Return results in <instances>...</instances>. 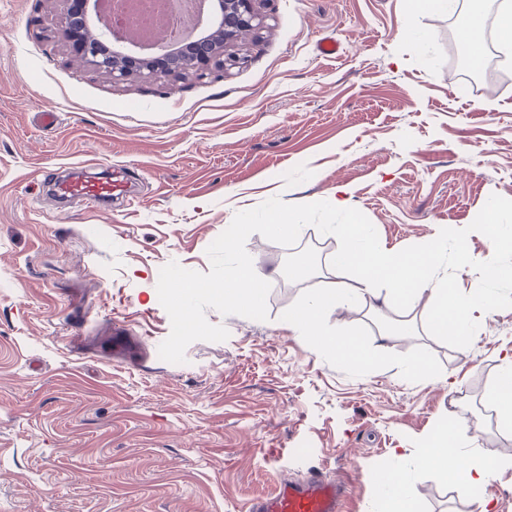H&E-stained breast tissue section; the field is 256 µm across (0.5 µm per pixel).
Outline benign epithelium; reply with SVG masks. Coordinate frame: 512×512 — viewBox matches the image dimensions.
<instances>
[{
  "mask_svg": "<svg viewBox=\"0 0 512 512\" xmlns=\"http://www.w3.org/2000/svg\"><path fill=\"white\" fill-rule=\"evenodd\" d=\"M65 16L54 31V38L73 43L77 57L108 73L112 81L139 74L146 78L185 75L202 77L213 64H235L236 58L224 57V49L254 34L263 24L257 4L261 0H201L209 13H199L198 25L206 33L175 49L143 56V46L130 41L123 28L113 25L93 10V0H67Z\"/></svg>",
  "mask_w": 512,
  "mask_h": 512,
  "instance_id": "benign-epithelium-1",
  "label": "benign epithelium"
}]
</instances>
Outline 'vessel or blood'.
Segmentation results:
<instances>
[{
	"mask_svg": "<svg viewBox=\"0 0 512 512\" xmlns=\"http://www.w3.org/2000/svg\"><path fill=\"white\" fill-rule=\"evenodd\" d=\"M56 191L65 197L99 202L122 194L123 189L116 179L90 182L74 177L59 182ZM104 346L116 362L143 367L149 359L140 336L118 321L113 322ZM345 500L342 484L313 469L305 478L282 483L273 494L253 500L248 512H343Z\"/></svg>",
	"mask_w": 512,
	"mask_h": 512,
	"instance_id": "vessel-or-blood-1",
	"label": "vessel or blood"
}]
</instances>
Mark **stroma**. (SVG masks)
I'll use <instances>...</instances> for the list:
<instances>
[{"label":"stroma","mask_w":512,"mask_h":512,"mask_svg":"<svg viewBox=\"0 0 512 512\" xmlns=\"http://www.w3.org/2000/svg\"><path fill=\"white\" fill-rule=\"evenodd\" d=\"M482 7L486 52L463 64L448 43L469 0L453 13L266 0L257 45L173 85L115 84L74 58L52 36L63 0H0V512H246L311 467L346 483L345 512H378L387 464L415 480L412 512H473L412 461L452 408L474 416L465 451L512 456L489 398L512 355V279L486 282L481 266L512 269L495 239L512 233V52L496 39L495 0ZM328 38L332 57L318 51ZM89 158L120 170L135 202L58 201L49 179ZM339 185L388 251L443 243L439 277L459 296L487 291L470 339L420 325L384 342L399 306L379 318L332 308L326 331L360 335L364 371L289 328L341 247L307 226L292 247L246 241L261 271L310 259L272 282L267 320L207 309L228 339L191 343L183 364L158 358L171 330L163 266L209 272L206 250L237 212L275 196L326 201ZM115 319L142 336L153 370L73 349ZM419 358L427 374L407 375Z\"/></svg>","instance_id":"stroma-1"}]
</instances>
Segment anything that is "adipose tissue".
Here are the masks:
<instances>
[{"instance_id": "obj_1", "label": "adipose tissue", "mask_w": 512, "mask_h": 512, "mask_svg": "<svg viewBox=\"0 0 512 512\" xmlns=\"http://www.w3.org/2000/svg\"><path fill=\"white\" fill-rule=\"evenodd\" d=\"M334 231L344 243L336 254L335 271L314 299L300 304L291 311L289 324L303 328L308 336L324 348L332 350L347 364L367 368L372 359L359 335L354 333L328 334L324 329V316L335 306L360 301L371 311H380L384 302L381 285H388L400 298L407 317L383 326L379 335L388 339L402 335L416 321H423L437 336L452 334L470 336L471 315L475 310L488 308L490 297L479 292L469 297L454 296L445 280L436 278L434 269L441 251L434 243L411 255H396L385 250L367 236L364 225L338 224ZM281 274L280 269L268 272L233 267L224 273V305L228 308L260 309L266 286ZM428 296L429 304L420 318L409 315L421 296ZM499 461L459 457L444 436L434 438L431 445L421 448L414 469L423 478L446 477L463 495L482 487L496 474Z\"/></svg>"}]
</instances>
